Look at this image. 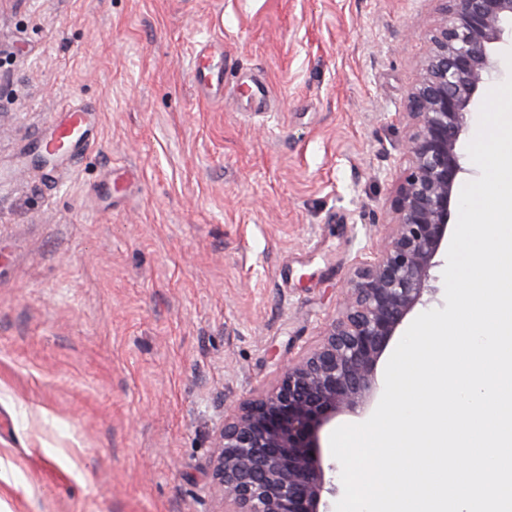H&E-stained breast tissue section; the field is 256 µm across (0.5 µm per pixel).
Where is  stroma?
Returning <instances> with one entry per match:
<instances>
[{
    "mask_svg": "<svg viewBox=\"0 0 512 512\" xmlns=\"http://www.w3.org/2000/svg\"><path fill=\"white\" fill-rule=\"evenodd\" d=\"M437 0H0V512H220L225 415L384 243ZM212 44L214 99L193 82ZM89 143L43 160L68 107Z\"/></svg>",
    "mask_w": 512,
    "mask_h": 512,
    "instance_id": "1",
    "label": "stroma"
}]
</instances>
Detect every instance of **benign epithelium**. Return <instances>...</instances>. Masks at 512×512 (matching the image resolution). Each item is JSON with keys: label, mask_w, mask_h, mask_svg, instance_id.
<instances>
[{"label": "benign epithelium", "mask_w": 512, "mask_h": 512, "mask_svg": "<svg viewBox=\"0 0 512 512\" xmlns=\"http://www.w3.org/2000/svg\"><path fill=\"white\" fill-rule=\"evenodd\" d=\"M440 18L408 95L405 169L385 246L353 266L340 315L291 357L273 385L218 427L212 477L224 512H329L336 467L320 432L336 415H362L378 393L377 363L398 328L433 293L431 270L464 172L459 139L512 26V0H438Z\"/></svg>", "instance_id": "benign-epithelium-1"}]
</instances>
